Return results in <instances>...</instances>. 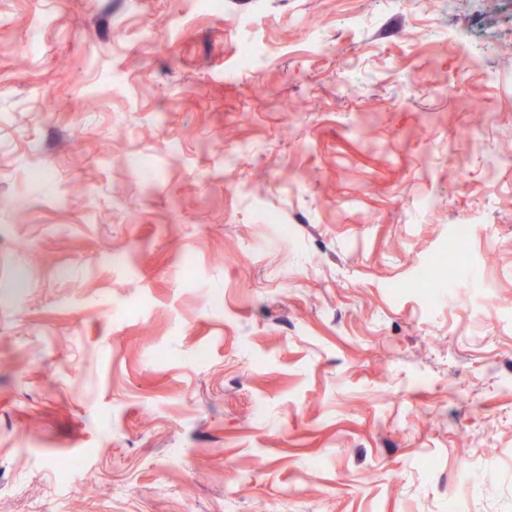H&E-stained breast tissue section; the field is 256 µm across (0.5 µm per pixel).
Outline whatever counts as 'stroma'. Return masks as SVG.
I'll list each match as a JSON object with an SVG mask.
<instances>
[{
	"mask_svg": "<svg viewBox=\"0 0 512 512\" xmlns=\"http://www.w3.org/2000/svg\"><path fill=\"white\" fill-rule=\"evenodd\" d=\"M452 506L512 512V0H0V512Z\"/></svg>",
	"mask_w": 512,
	"mask_h": 512,
	"instance_id": "1",
	"label": "stroma"
}]
</instances>
